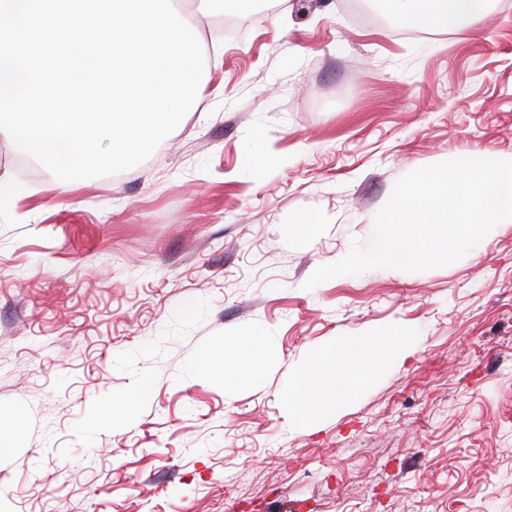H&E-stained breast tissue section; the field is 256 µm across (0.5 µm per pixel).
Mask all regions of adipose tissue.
I'll return each mask as SVG.
<instances>
[{
  "instance_id": "adipose-tissue-1",
  "label": "adipose tissue",
  "mask_w": 512,
  "mask_h": 512,
  "mask_svg": "<svg viewBox=\"0 0 512 512\" xmlns=\"http://www.w3.org/2000/svg\"><path fill=\"white\" fill-rule=\"evenodd\" d=\"M391 13L398 15L412 30H444L462 20H475L488 11L489 0H384ZM417 336L398 329L386 336H369L345 347L316 348L308 365L291 378L288 414L303 425L329 409L338 399L371 384L378 376L381 352L407 355Z\"/></svg>"
}]
</instances>
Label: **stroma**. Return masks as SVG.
<instances>
[{"instance_id": "obj_1", "label": "stroma", "mask_w": 512, "mask_h": 512, "mask_svg": "<svg viewBox=\"0 0 512 512\" xmlns=\"http://www.w3.org/2000/svg\"><path fill=\"white\" fill-rule=\"evenodd\" d=\"M198 23L205 91L143 162L61 190L0 142V512H512V226L423 272L303 284L368 244L397 179L512 151V7L438 37L343 0ZM318 214L313 236L302 219ZM416 330L312 423L313 348ZM263 330L258 383H225ZM213 351L200 373L198 356ZM150 387L132 424L113 396ZM6 429L9 435L7 440L0 436V456H7L12 453V448H17L23 434V423L20 418L3 420L0 419V430Z\"/></svg>"}]
</instances>
